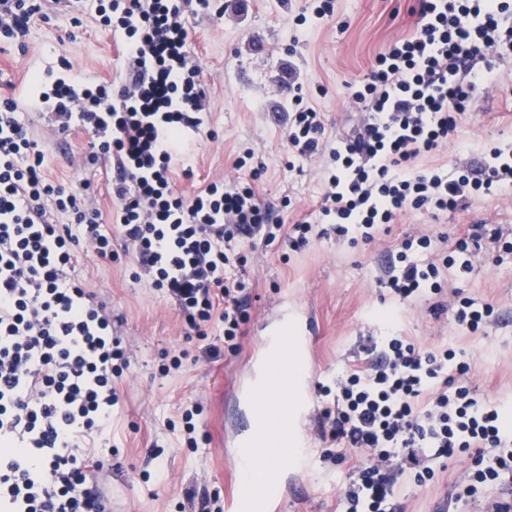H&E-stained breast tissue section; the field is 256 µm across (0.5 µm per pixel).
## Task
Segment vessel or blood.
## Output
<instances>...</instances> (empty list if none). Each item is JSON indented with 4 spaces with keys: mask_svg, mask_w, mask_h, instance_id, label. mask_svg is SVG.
I'll list each match as a JSON object with an SVG mask.
<instances>
[{
    "mask_svg": "<svg viewBox=\"0 0 512 512\" xmlns=\"http://www.w3.org/2000/svg\"><path fill=\"white\" fill-rule=\"evenodd\" d=\"M308 349L303 315H296L289 325L277 322L268 326L267 336L254 359L261 374L246 392L249 423L235 440L242 468H250L266 457L270 451L269 439H276L281 448L291 452L300 447L310 398L308 382L296 365ZM283 494L282 470L270 466L258 479L243 480L236 500L248 504L249 512H278Z\"/></svg>",
    "mask_w": 512,
    "mask_h": 512,
    "instance_id": "vessel-or-blood-1",
    "label": "vessel or blood"
}]
</instances>
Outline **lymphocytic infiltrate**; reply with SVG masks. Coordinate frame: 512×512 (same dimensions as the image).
Masks as SVG:
<instances>
[{
  "label": "lymphocytic infiltrate",
  "instance_id": "obj_1",
  "mask_svg": "<svg viewBox=\"0 0 512 512\" xmlns=\"http://www.w3.org/2000/svg\"><path fill=\"white\" fill-rule=\"evenodd\" d=\"M45 3L0 0V41L23 35ZM209 4L99 0L101 25L128 40L124 77L89 86L74 71L53 95L80 96L56 129L91 136L85 161L107 167L116 234L132 245L148 285L175 301L194 335L223 324V346L205 350L216 358L238 348L247 318L245 286L228 274L238 240L259 234L270 244L285 228L253 183L214 180L189 197L173 186L174 162L191 152L184 129L201 130L208 117L189 19ZM412 11L414 32L388 43L350 86L363 112L355 133L327 139L320 113L291 96L288 151L328 155L318 220L340 238L369 242L414 212L453 213L497 192L512 196L511 144L467 167L419 166L488 89L494 58H512V0H415ZM90 187L52 184L17 102L0 99V512H108L90 479L104 463L81 449L110 424L124 352L111 312L70 276L79 249L114 256L116 234L102 231ZM484 246L507 251L512 241L500 230L485 236L480 224L448 251L427 234L406 238L381 282L402 301L440 294L446 271L470 270ZM367 353L364 367L337 378L322 414L330 437L358 458L341 494L346 512H387L396 456L418 484L430 474L429 457L457 452L473 459L480 482L512 476V427L498 406L474 396L471 366L455 350H424L394 333Z\"/></svg>",
  "mask_w": 512,
  "mask_h": 512
}]
</instances>
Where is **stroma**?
Segmentation results:
<instances>
[{"instance_id":"35a3bbf8","label":"stroma","mask_w":512,"mask_h":512,"mask_svg":"<svg viewBox=\"0 0 512 512\" xmlns=\"http://www.w3.org/2000/svg\"><path fill=\"white\" fill-rule=\"evenodd\" d=\"M311 3L215 0V16L192 19V48L204 69L210 112L204 131L191 138L188 164L173 167L178 191L192 194L217 177H253L260 201L279 209L285 224L315 218L325 190V161H290L291 97L283 81L302 85L308 103L323 113L328 135L354 130L359 112L348 83L366 76L391 40L410 34L416 17L414 0H336L328 23L294 25L293 17L309 13ZM95 6V0H54L34 18L23 45L0 43V93L15 96L46 54L67 58L91 78L119 77L125 45L100 26ZM26 124L45 152L52 182L93 180L104 229L112 231L104 166L78 171L69 164L71 153L87 150V136L50 133L32 114ZM503 140L512 141V90L478 96L455 140L433 160L467 165L487 145ZM247 152L251 160L235 169V159ZM475 223L512 232V203L490 195L457 213L411 214L370 243L339 241L331 229L297 251L284 237L269 245L258 238L244 243L243 263L233 273L251 297L248 320L239 350H223L216 359L203 349L223 345L222 324L212 325L204 337L186 335L174 302L135 280L134 260L123 254L122 242H115L119 256L110 262L81 250L72 274L111 308L129 360L128 369L112 381L119 398L112 422L88 449L90 459L106 465L112 512H200L205 496L219 512H231L234 487L243 477L235 467L233 441L249 420L239 391L252 374L266 324L283 314H305L314 331L303 362L311 375L304 445L311 466L301 473L281 462V512H343L340 488L356 460L337 463L336 442L320 435V415L329 404L321 388L335 386L337 376L362 366L367 347L388 329L424 349L447 345L463 352L478 397L512 408V254H482L470 271H448L438 302L450 304L460 294L496 309V321L475 334L459 329L449 313L434 315L429 303H399L378 283L391 252L405 238L424 233L453 242ZM175 356L182 366L172 371L168 365ZM188 410L195 413L192 446L184 431ZM431 465L435 476L425 484L397 478L395 512H485L488 503L502 498L501 484L479 488L475 498L462 497L475 473L466 455L438 458Z\"/></svg>"}]
</instances>
